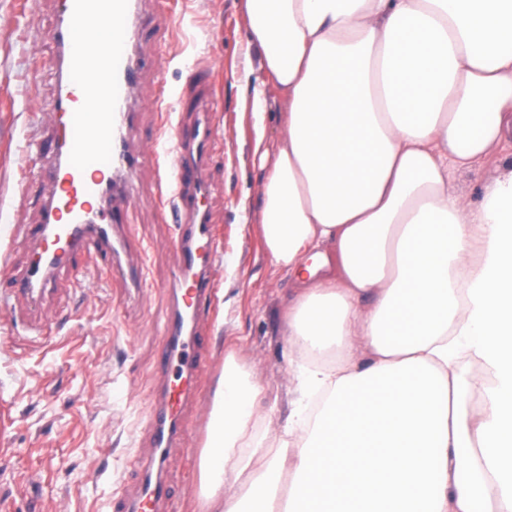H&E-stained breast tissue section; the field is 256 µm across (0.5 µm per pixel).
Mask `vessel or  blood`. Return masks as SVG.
I'll list each match as a JSON object with an SVG mask.
<instances>
[{
    "label": "vessel or blood",
    "mask_w": 512,
    "mask_h": 512,
    "mask_svg": "<svg viewBox=\"0 0 512 512\" xmlns=\"http://www.w3.org/2000/svg\"><path fill=\"white\" fill-rule=\"evenodd\" d=\"M145 0H52L54 24L47 47L57 65V91L47 114L50 136L39 138L36 156L21 155L18 194L27 196L41 184L44 200L36 223L0 242V271L12 269L15 250L28 252L21 276L0 291V313L25 309L31 339L43 335L54 285L73 272L72 290L96 292L117 279L140 288L142 266L125 261L124 228L133 205L124 175L143 156L163 161V181L171 195L173 245L180 256L178 275L169 288L160 364L162 373L149 401L147 429L150 448L132 454L129 490L113 504L114 512H175L163 466L174 450L185 460L196 458L194 415L202 386L212 373L203 306L210 304L216 271L223 264V243L212 227L208 201L211 153L218 145L210 95L192 92L177 100L176 112L166 111L163 82H155L145 103L161 114V131L134 151L135 115L131 105L143 84L138 52L149 28ZM112 26V41L102 44L99 32ZM191 121H184V114Z\"/></svg>",
    "instance_id": "1"
}]
</instances>
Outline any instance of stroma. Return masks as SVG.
<instances>
[{
    "mask_svg": "<svg viewBox=\"0 0 512 512\" xmlns=\"http://www.w3.org/2000/svg\"><path fill=\"white\" fill-rule=\"evenodd\" d=\"M174 3V17L156 16L158 33L139 50L144 79L160 76L175 91H191L197 73L209 71L205 86L219 102L214 124L224 144L209 165L224 264L206 331L214 370L202 395L212 401L224 358L236 353L277 394L276 409L259 410L258 418L279 428L291 410L300 360L286 336L295 285L266 254L257 212L242 216L238 203L260 202L266 171L253 154L255 128L263 126L267 144H274L286 132V106L271 101L261 114L254 108L257 60L245 54L240 0ZM53 22L51 0H0V234L38 215L36 195L17 199V166L26 135L37 129L30 94L44 112L55 94L57 74L45 47ZM511 166L510 136L472 168L450 169L448 187L475 201ZM160 175L147 160L129 178L134 204L127 234L132 258L145 263L141 292L104 284L80 303L60 291L55 311L76 306L79 316L53 324L37 342L19 340L0 352V451L14 454L0 467V512H113V497L130 482L128 457L149 448L141 401L161 373L165 288L178 264L174 226L158 208ZM167 470L178 512H210L199 497V475H187L180 454L171 455Z\"/></svg>",
    "mask_w": 512,
    "mask_h": 512,
    "instance_id": "1",
    "label": "stroma"
}]
</instances>
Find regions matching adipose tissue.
<instances>
[{
	"mask_svg": "<svg viewBox=\"0 0 512 512\" xmlns=\"http://www.w3.org/2000/svg\"><path fill=\"white\" fill-rule=\"evenodd\" d=\"M255 106H288L265 250L293 274L287 336L337 365L276 405L224 360L200 461L215 512H512V167L450 192L512 134V0H242ZM491 375L480 412L461 358Z\"/></svg>",
	"mask_w": 512,
	"mask_h": 512,
	"instance_id": "ef3b65f1",
	"label": "adipose tissue"
}]
</instances>
